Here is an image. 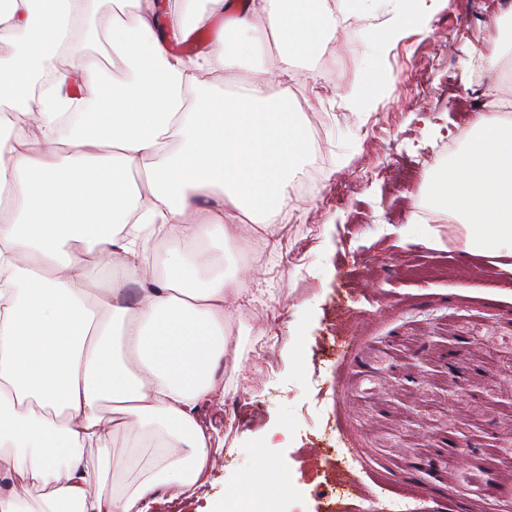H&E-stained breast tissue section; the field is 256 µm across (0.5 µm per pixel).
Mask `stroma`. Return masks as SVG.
I'll return each instance as SVG.
<instances>
[{"instance_id":"1","label":"stroma","mask_w":512,"mask_h":512,"mask_svg":"<svg viewBox=\"0 0 512 512\" xmlns=\"http://www.w3.org/2000/svg\"><path fill=\"white\" fill-rule=\"evenodd\" d=\"M430 29L378 56L362 17L338 34L340 74L298 76L325 166L297 197L281 248L255 261V299L236 318L246 351L224 403L200 409L221 450L206 482L152 512H208L263 464L282 512H331L405 494L416 512H506L512 504V273L468 253L458 224L418 222L451 129L472 125L473 63L499 35L497 0H425ZM380 80L370 112L346 102ZM352 451L363 471L341 468ZM428 463L416 471V462Z\"/></svg>"}]
</instances>
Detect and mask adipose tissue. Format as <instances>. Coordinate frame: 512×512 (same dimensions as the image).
<instances>
[{"mask_svg": "<svg viewBox=\"0 0 512 512\" xmlns=\"http://www.w3.org/2000/svg\"><path fill=\"white\" fill-rule=\"evenodd\" d=\"M100 2L0 0V122L15 131L0 139V512H150L206 476L196 413L224 393V328L253 277L222 257L243 225L286 222L310 151L290 81L336 15L381 13L367 32L381 53L428 26L420 0H114L136 10L107 25L116 84L86 51ZM210 15L226 18L216 39L191 58L170 48ZM48 41L71 70L35 112L15 95L53 71ZM237 70V91L197 100ZM78 83L92 93L64 136ZM494 106L429 199L468 250L510 257L512 102Z\"/></svg>", "mask_w": 512, "mask_h": 512, "instance_id": "obj_1", "label": "adipose tissue"}]
</instances>
